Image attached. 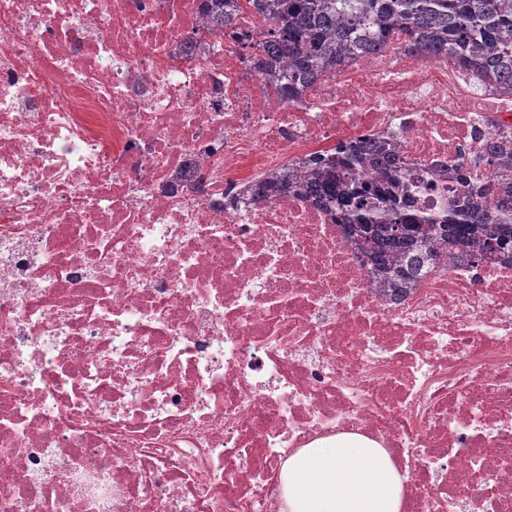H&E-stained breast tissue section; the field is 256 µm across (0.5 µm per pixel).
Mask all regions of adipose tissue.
<instances>
[{"mask_svg":"<svg viewBox=\"0 0 512 512\" xmlns=\"http://www.w3.org/2000/svg\"><path fill=\"white\" fill-rule=\"evenodd\" d=\"M280 512H403L407 478L386 449L342 434L301 449L282 466Z\"/></svg>","mask_w":512,"mask_h":512,"instance_id":"obj_1","label":"adipose tissue"}]
</instances>
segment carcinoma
Returning a JSON list of instances; mask_svg holds the SVG:
<instances>
[{"label": "carcinoma", "mask_w": 512, "mask_h": 512, "mask_svg": "<svg viewBox=\"0 0 512 512\" xmlns=\"http://www.w3.org/2000/svg\"><path fill=\"white\" fill-rule=\"evenodd\" d=\"M222 8L212 16L217 29L240 13L262 26L259 39L242 46L243 62L269 76L273 63H288V82L281 95L292 99L317 77L336 67L355 50L382 47L394 30L407 34L410 49L446 55L464 69L512 87V0H209ZM382 141H352L312 161L284 184L336 207V218L354 228L356 245L377 259L383 283L399 287L421 255L437 257L460 248L475 258L487 254L512 257V151L502 149L485 160L492 178H477L448 214L430 217L412 209L414 180L408 162L386 164ZM371 172L374 180L361 181Z\"/></svg>", "instance_id": "carcinoma-1"}]
</instances>
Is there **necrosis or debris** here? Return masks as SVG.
Masks as SVG:
<instances>
[{
  "label": "necrosis or debris",
  "mask_w": 512,
  "mask_h": 512,
  "mask_svg": "<svg viewBox=\"0 0 512 512\" xmlns=\"http://www.w3.org/2000/svg\"><path fill=\"white\" fill-rule=\"evenodd\" d=\"M277 88L203 0H0V512H279L346 433L408 512H512V263L393 288L331 207L250 191L393 132L447 209L512 91L398 40Z\"/></svg>",
  "instance_id": "1"
}]
</instances>
